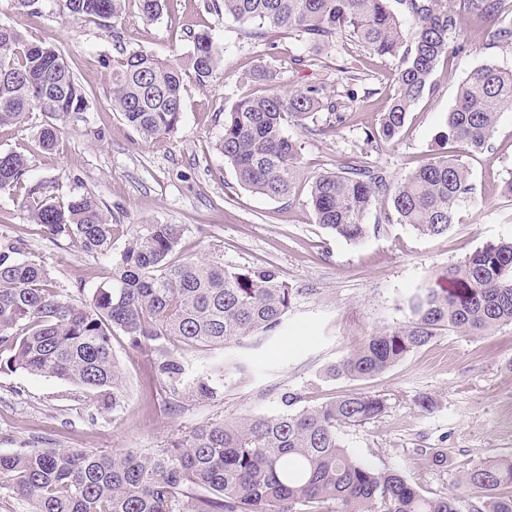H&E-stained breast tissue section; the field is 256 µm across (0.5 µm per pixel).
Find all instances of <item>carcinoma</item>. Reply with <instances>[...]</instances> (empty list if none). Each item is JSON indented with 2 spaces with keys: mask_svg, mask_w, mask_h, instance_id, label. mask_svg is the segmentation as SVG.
<instances>
[{
  "mask_svg": "<svg viewBox=\"0 0 512 512\" xmlns=\"http://www.w3.org/2000/svg\"><path fill=\"white\" fill-rule=\"evenodd\" d=\"M76 20L126 23V0H56ZM507 0H465L481 21L486 45L512 44ZM415 23L406 31L389 0H214L212 7L262 37L286 29L313 50L351 42L381 57H398L397 94L370 143L394 139L409 108L435 91L431 75L458 47L460 15L448 0H398ZM140 18L162 13L164 0H139ZM221 54L206 33L193 35L187 59L162 60L129 50L112 61L106 93L112 110L149 142L181 122L182 90L192 75L206 84ZM512 106V70L477 67L460 84L438 140L474 152L488 148L498 113ZM88 110L83 87L62 54L17 26L0 25V129L45 115L38 146L55 147L73 112ZM327 111L342 125V103L321 87L250 95L224 113L217 146L239 183L270 198L291 194L300 177L301 144L288 126L307 128ZM19 152L0 153V192L24 190L29 224L67 237L85 253L107 250L110 224L91 195L63 198L58 188L26 179ZM459 156L440 152L399 182L356 159L318 175L309 187L317 223L357 243L376 200L389 199L378 223L406 224L425 236L448 232L470 194ZM185 228L149 224L130 234L112 257V280L91 295L53 283L41 261L23 258L20 236L0 243V369L55 377L93 393L102 409H117L124 372L112 340L150 357L153 379L172 394L218 397L217 375L243 369L225 359L216 373L184 387V354L269 336L283 323L292 288L273 266L229 270L220 260L177 256ZM408 320L372 333L326 370L333 379L385 372L443 330L484 336L512 324V240L490 243L429 279L408 301ZM386 399L352 391L318 406L278 415L211 421L148 453L102 454L69 448H22L0 455V496L27 512H512V456L464 471L457 492H426L398 472L378 470L343 445L338 430L363 426L386 410Z\"/></svg>",
  "mask_w": 512,
  "mask_h": 512,
  "instance_id": "carcinoma-1",
  "label": "carcinoma"
}]
</instances>
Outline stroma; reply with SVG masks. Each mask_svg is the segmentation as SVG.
I'll use <instances>...</instances> for the list:
<instances>
[{"label": "stroma", "instance_id": "obj_1", "mask_svg": "<svg viewBox=\"0 0 512 512\" xmlns=\"http://www.w3.org/2000/svg\"><path fill=\"white\" fill-rule=\"evenodd\" d=\"M209 0H167L157 20L138 18L130 0L125 24L81 21L39 0V14L18 13L0 0V25L29 30L36 41L58 48L84 87L89 111L72 116L54 150L38 147L41 113L0 130V152L28 159V177L58 185L60 194L94 196L117 231L111 250L87 254L65 238L26 223L17 194L0 193V241L23 236L26 256H37L59 285L93 291L112 276V256L127 230L149 224H180L189 258L223 260L228 268L274 265L293 289L279 331L246 349L227 345L188 357L187 378L211 371L225 357L246 369L224 376L214 400L174 397L153 386L147 358L114 341L125 370L121 407H99L88 391L53 377L0 372V455L20 448H74L112 453L147 452L215 420L249 414L275 415L285 394H297L293 410L321 404L351 391L382 394L379 418L341 436L357 458L374 468L394 469L429 492H455V478L475 462L512 454V324L488 336L442 332L384 373L359 380L326 378L324 370L373 332L404 323L407 301L428 279L489 243L512 239V197L503 185L512 177V107L498 115L490 147L462 152L473 190L459 207L448 234L429 237L405 224H378L379 207L368 211L370 230L360 242L331 235L308 204L312 178L364 157L388 180L404 179L439 152L437 135L455 104L459 84L474 68L512 69V44L486 49L461 19L462 48L435 69V95H424L408 112L394 140L370 145L396 92L399 59L365 54L353 44L327 47L314 65L292 64L307 46L287 31L254 39L243 27L217 15ZM209 32L223 61L207 84L186 78L178 131L161 146L144 141L113 112L106 95L105 61L122 50L140 49L162 59L187 56L192 35ZM271 71V85L247 82L256 67ZM358 68L360 80L343 70ZM308 85L327 94L357 93L344 125H329L319 112L320 134L297 127L288 133L302 144L304 178L292 196L269 198L241 187L217 150L224 112L240 98L267 89ZM432 401L422 407L421 398Z\"/></svg>", "mask_w": 512, "mask_h": 512}]
</instances>
